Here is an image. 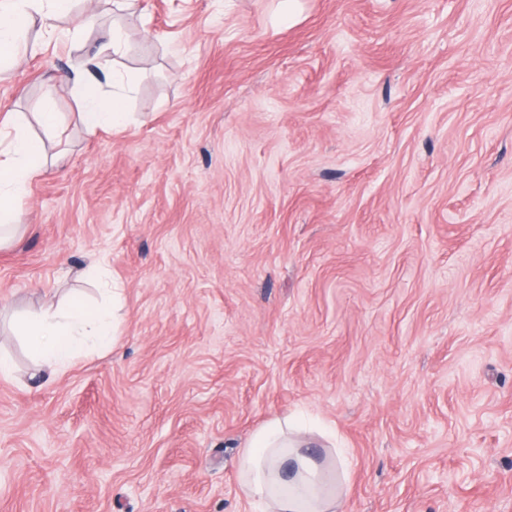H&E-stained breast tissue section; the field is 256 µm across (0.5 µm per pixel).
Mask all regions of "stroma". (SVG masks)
<instances>
[{
    "mask_svg": "<svg viewBox=\"0 0 512 512\" xmlns=\"http://www.w3.org/2000/svg\"><path fill=\"white\" fill-rule=\"evenodd\" d=\"M92 0L125 130L60 78L88 7L30 25L0 117L64 153L0 246V512H256L237 461L304 417L343 512H512V0ZM119 289L112 346L45 385L16 324ZM124 47L122 30L113 27L93 57L88 58L83 66L72 68L66 75L65 81L71 91L82 100L83 112H80V119L90 135H95L101 129H124L128 125L129 115L125 112V98L122 95L101 98L88 91L90 81L96 76L94 68H99L102 60L107 63L112 55L122 54Z\"/></svg>",
    "mask_w": 512,
    "mask_h": 512,
    "instance_id": "obj_1",
    "label": "stroma"
}]
</instances>
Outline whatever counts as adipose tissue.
I'll use <instances>...</instances> for the list:
<instances>
[{
	"instance_id": "1",
	"label": "adipose tissue",
	"mask_w": 512,
	"mask_h": 512,
	"mask_svg": "<svg viewBox=\"0 0 512 512\" xmlns=\"http://www.w3.org/2000/svg\"><path fill=\"white\" fill-rule=\"evenodd\" d=\"M73 0H0V58L16 60L18 38L33 14L44 19L68 15ZM124 34L119 28L108 31L93 57L71 69L66 82L81 98V122L88 134L105 128L122 129L129 122L123 96L101 98L91 94L89 84L95 70L109 57L122 54ZM43 137L24 132L15 121L0 123V222L18 215L27 199L32 178L47 166L44 137L60 135L59 116L51 109L38 114ZM118 310L109 304L89 305L79 300L49 305L24 318L19 331L37 362L38 375H52L66 369L86 351L111 344ZM339 485L330 486L325 465L310 456L299 440L290 438L288 427L272 421L255 432L248 448L238 459L240 488L254 503L272 512H339L349 462L337 455L333 462Z\"/></svg>"
}]
</instances>
